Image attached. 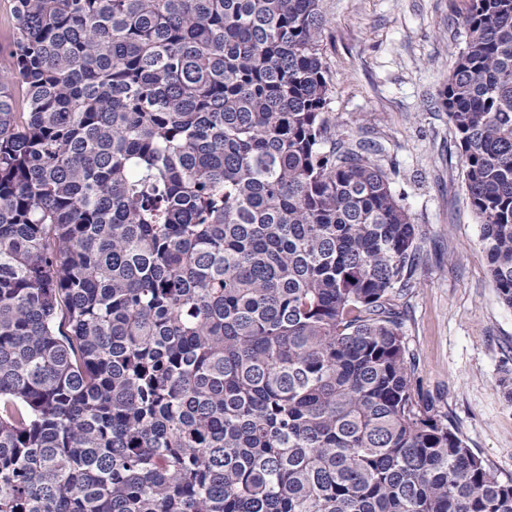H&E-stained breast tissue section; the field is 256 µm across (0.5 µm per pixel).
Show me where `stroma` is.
Returning a JSON list of instances; mask_svg holds the SVG:
<instances>
[{
	"mask_svg": "<svg viewBox=\"0 0 512 512\" xmlns=\"http://www.w3.org/2000/svg\"><path fill=\"white\" fill-rule=\"evenodd\" d=\"M460 0H324L329 137L380 144L391 187L422 236L398 300L415 391L501 476H512V309L489 279L454 134L436 99L458 49Z\"/></svg>",
	"mask_w": 512,
	"mask_h": 512,
	"instance_id": "stroma-1",
	"label": "stroma"
}]
</instances>
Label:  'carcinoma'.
Returning a JSON list of instances; mask_svg holds the SVG:
<instances>
[{
    "label": "carcinoma",
    "instance_id": "1",
    "mask_svg": "<svg viewBox=\"0 0 512 512\" xmlns=\"http://www.w3.org/2000/svg\"><path fill=\"white\" fill-rule=\"evenodd\" d=\"M12 19L0 512H512L415 399L419 228L381 148L324 149L322 0ZM455 36L437 104L512 308V0H463Z\"/></svg>",
    "mask_w": 512,
    "mask_h": 512
}]
</instances>
